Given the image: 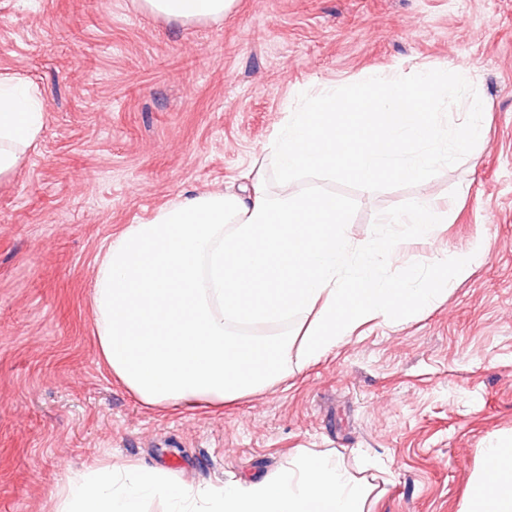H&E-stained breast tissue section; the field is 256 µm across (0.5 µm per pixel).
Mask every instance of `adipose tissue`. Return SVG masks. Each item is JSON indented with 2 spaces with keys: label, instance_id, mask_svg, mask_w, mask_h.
Here are the masks:
<instances>
[{
  "label": "adipose tissue",
  "instance_id": "ef3b65f1",
  "mask_svg": "<svg viewBox=\"0 0 512 512\" xmlns=\"http://www.w3.org/2000/svg\"><path fill=\"white\" fill-rule=\"evenodd\" d=\"M235 0H143L151 13L180 22L218 20ZM455 78L418 71L414 89L397 73L373 72L359 88L326 85L291 113L269 148L286 190L273 193L264 165L249 168L241 190L184 197L108 243L96 268L92 302L96 345L106 370L147 406L223 404L279 380L290 352L318 360L361 324L394 322L427 309L475 258L445 259L430 280L405 268L381 274L370 252L350 266L345 205L335 196L294 194L307 173L341 171L370 184L390 175L421 178L453 163L482 139L484 102L471 98L447 150L425 96L466 93ZM44 126V105L29 83L0 75V179L9 177ZM311 321L299 349L287 334L244 339L235 325ZM461 512H512V439L488 446Z\"/></svg>",
  "mask_w": 512,
  "mask_h": 512
}]
</instances>
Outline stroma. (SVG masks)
Instances as JSON below:
<instances>
[{
  "label": "stroma",
  "instance_id": "1",
  "mask_svg": "<svg viewBox=\"0 0 512 512\" xmlns=\"http://www.w3.org/2000/svg\"><path fill=\"white\" fill-rule=\"evenodd\" d=\"M468 68L485 140L424 177L310 173L393 277L476 249L454 288L221 407L142 405L98 357L95 270L112 237L181 197L274 169L301 92L372 71ZM0 72L36 86L44 129L0 180V512H53L64 477L108 457L204 489L341 458L364 512H461L488 443L512 434V0H236L217 22L141 0H0ZM447 210L427 237L397 223ZM398 220L399 223L410 224L412 233L427 235L433 230V224L447 223L448 214L437 211L427 199H420Z\"/></svg>",
  "mask_w": 512,
  "mask_h": 512
}]
</instances>
